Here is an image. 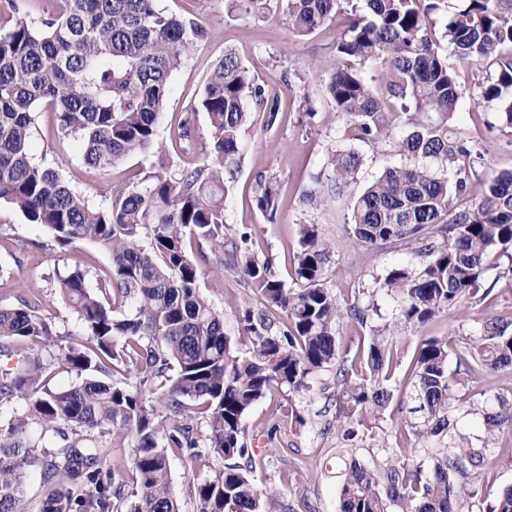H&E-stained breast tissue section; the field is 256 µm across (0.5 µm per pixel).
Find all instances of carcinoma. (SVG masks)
I'll use <instances>...</instances> for the list:
<instances>
[{"label": "carcinoma", "mask_w": 512, "mask_h": 512, "mask_svg": "<svg viewBox=\"0 0 512 512\" xmlns=\"http://www.w3.org/2000/svg\"><path fill=\"white\" fill-rule=\"evenodd\" d=\"M57 2L61 7L37 24L17 3L9 17L0 16V201L61 248L104 250L111 266L94 290L79 267L58 278L83 326L81 341L58 332L37 304L0 308V353H15V340L28 343L0 376V402L24 401L22 413L0 421V512H28L23 485L32 474L45 488L38 512H180L168 451L194 459L202 448L222 466L193 485L196 512H292L276 490L255 484L260 458L248 446L244 419L285 388L312 392L330 371L342 398L337 427L344 440L379 427L397 390L398 405L410 414L394 446L379 441L381 452L344 473L340 512H472L483 469L497 455L512 456L500 441L512 427V402L500 399L498 410L483 415L485 437L473 445L454 428L448 356L455 340H425L402 385L393 381L396 337L373 329L354 353L341 352L342 316L363 326L377 308L342 305L327 282L329 247L316 225L301 230L290 286L270 261L246 248L233 253L234 268L266 307L238 313L237 332L200 295V270L186 241L224 246V196L239 170L242 132L252 124L248 103L264 112L267 128L279 112L277 96L234 52L225 51L176 127L177 139L189 142L197 113L207 115L212 139L203 164L115 184L110 206L99 209L33 161L41 104L95 170L149 149L170 78L204 35L199 24L161 11L157 0ZM362 2L364 13L356 0H287L288 17L291 29L307 36L350 12L328 97L363 142H391L399 119L408 128L394 146L415 163L385 169L353 199L349 230L367 249L387 245L422 259L416 269L391 267L380 284L397 298V321L412 329L477 297L488 258L512 247V173L486 180L478 200L459 204L482 154L452 126L461 85L448 64L451 54L475 66L472 92L497 104L499 120L512 126V0H457L451 12L448 0ZM368 69L379 72L380 86L368 81ZM328 163L334 178L327 194H304L311 205L344 196L362 159L336 149ZM256 206L267 216L277 211L272 185L259 184ZM128 304L130 313L116 317ZM463 352L466 366L510 367L512 334L487 320ZM124 362L134 380L111 379ZM56 363L74 372L76 383L53 386L49 369ZM157 385L161 394L152 399L149 389ZM198 417L206 423L203 436L193 426ZM114 430L134 440L129 492L105 467ZM428 453L433 465L426 468Z\"/></svg>", "instance_id": "cac0c4a2"}]
</instances>
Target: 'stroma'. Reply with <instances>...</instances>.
Here are the masks:
<instances>
[{
	"label": "stroma",
	"mask_w": 512,
	"mask_h": 512,
	"mask_svg": "<svg viewBox=\"0 0 512 512\" xmlns=\"http://www.w3.org/2000/svg\"><path fill=\"white\" fill-rule=\"evenodd\" d=\"M158 7L174 17L201 23L208 36L193 45L170 82L168 105L163 112L155 143L145 153L126 158L103 175L83 162L73 137L62 135L49 107L39 106L33 127L34 162L57 170L63 179L97 207L107 206L113 182L140 181L159 161L176 168H190L205 159L204 149L211 140L206 114H198L196 140L191 148L176 143L170 130L181 112L201 95L213 65L232 50L260 82L277 95L279 119L273 128H265V115L253 113V123L242 135L243 153L239 174L225 199L226 222L232 240L247 236L255 257L271 259L276 276L289 280L290 257L298 245L302 225H317L332 246L327 265V281L345 303H375L379 314L371 326L344 321L340 327L343 346L355 348L359 337L371 328H386L388 334L405 335L395 373L397 382H405V368L421 342L432 336L466 337L478 334L488 319L512 322V250L491 260L481 291L483 300H470L447 311L423 327L401 332L394 318L395 300L379 287L388 268L403 264L418 267L419 257L410 251L393 252L388 247L368 250L352 239L348 224L350 210L346 201L326 199L323 205L303 203L305 191L326 189L333 170L328 155L335 149H352L362 157L357 181L351 192H359L384 168L402 164L404 158L388 144L349 139L346 119L336 112L326 94V84L336 62V43L347 30L348 14L334 18L324 29L307 37L294 36L289 29L286 4H279L265 16L247 13L244 0H157ZM310 100L312 117L300 109L302 100ZM453 124L460 134L476 140L483 152L482 163L469 182L470 198H478L484 181L512 171V128L498 120L494 106L477 104L470 93L460 95ZM277 187L279 208L274 217L262 215L256 207L259 181ZM190 254L200 268L201 295L226 320L239 310H260L263 302L248 282L225 265L223 253L210 243L193 246ZM110 264L108 254L87 244L64 249L52 242L42 228L24 219L7 203L0 202V307L29 300L41 306L56 329L81 337L83 329L57 287L59 273L79 266L87 271L88 287H96ZM457 396L462 408L457 411V428L472 443L484 435L480 425L483 413L495 411L499 398L512 400V367L495 372L480 368L461 374ZM295 409L306 420L293 428L289 423L273 427L274 405ZM339 403L335 389L311 395L276 394L274 402L257 404L245 418L249 447L261 458L254 479L257 485L276 487L294 512H339L340 467L331 449L335 432H324L325 423L336 420ZM218 459L202 450L193 460L180 453L169 455L172 489L182 512H194L191 490L197 481L213 476ZM512 487V459L493 460L479 482V494L473 501L475 512L496 501Z\"/></svg>",
	"instance_id": "obj_1"
}]
</instances>
